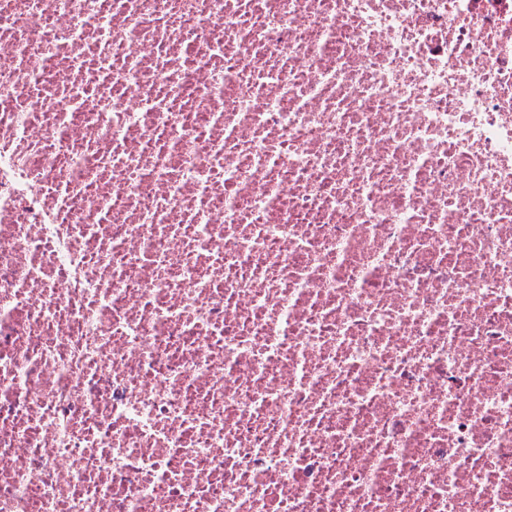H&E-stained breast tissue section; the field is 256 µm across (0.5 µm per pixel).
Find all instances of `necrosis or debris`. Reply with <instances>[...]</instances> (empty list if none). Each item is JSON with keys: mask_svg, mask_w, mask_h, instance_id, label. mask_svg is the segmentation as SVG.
Returning a JSON list of instances; mask_svg holds the SVG:
<instances>
[{"mask_svg": "<svg viewBox=\"0 0 512 512\" xmlns=\"http://www.w3.org/2000/svg\"><path fill=\"white\" fill-rule=\"evenodd\" d=\"M0 512H512V0H0Z\"/></svg>", "mask_w": 512, "mask_h": 512, "instance_id": "4bbe7bcc", "label": "necrosis or debris"}]
</instances>
